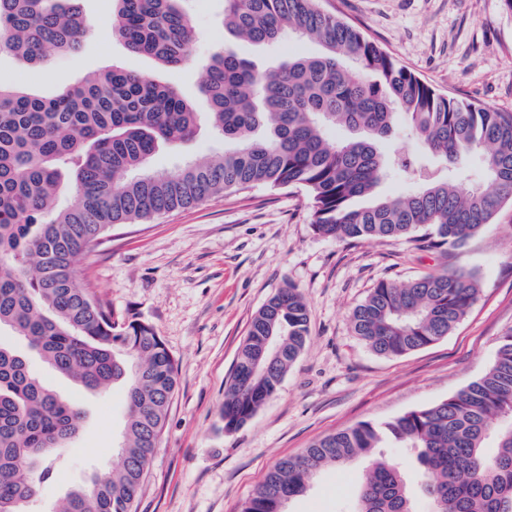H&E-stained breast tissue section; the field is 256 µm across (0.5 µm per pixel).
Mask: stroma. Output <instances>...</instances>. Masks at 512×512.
Wrapping results in <instances>:
<instances>
[{
  "label": "stroma",
  "mask_w": 512,
  "mask_h": 512,
  "mask_svg": "<svg viewBox=\"0 0 512 512\" xmlns=\"http://www.w3.org/2000/svg\"><path fill=\"white\" fill-rule=\"evenodd\" d=\"M354 25L438 93L512 113V10L504 0H319ZM199 34L194 61L168 70L129 53L105 23L110 0H84L100 26L80 52L51 68L21 67L0 57V80L50 97L88 72L118 67L156 77L190 99L195 137L163 145L152 158L173 170L224 141L212 128L200 89L199 61L215 45L273 71L290 56L320 54L295 36L256 46L222 25L224 0H187ZM448 266L475 274L479 298L447 338L399 358L371 352L355 336L351 313L375 284L405 282ZM80 277L121 321L153 326L178 362V386L159 447L144 477L137 512H239L266 471L316 440L361 422L381 423L430 406L481 377L498 340L512 329V205L465 249L440 258L407 240L348 243L317 234L307 192L256 187L224 193L142 224L115 226L96 256L80 260ZM300 290L310 336L277 394L238 430L224 429V388L254 314L279 288ZM32 370L85 413L80 436L65 448L53 479L41 483L27 512H52L72 486L117 467L126 412L122 385L89 392L30 356ZM369 466L320 473L287 512H352Z\"/></svg>",
  "instance_id": "35a3bbf8"
}]
</instances>
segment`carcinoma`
<instances>
[{
	"mask_svg": "<svg viewBox=\"0 0 512 512\" xmlns=\"http://www.w3.org/2000/svg\"><path fill=\"white\" fill-rule=\"evenodd\" d=\"M80 2L0 0V54L48 68L49 52L78 51L92 24ZM183 2L112 0V38L169 69L182 67L196 40ZM222 23L255 44L295 34L318 41L324 53L290 57L266 73L215 47L202 90L224 152L175 172L149 168L160 144L196 133L197 113L172 85L112 68L46 98L0 81V328L88 391L126 384L120 465L72 487L55 512H134L178 383V363L153 328L115 320L78 282L76 263L112 226L223 192L298 186L324 236L407 238L445 257L512 204V113L437 93L317 0H224ZM401 120L457 170L482 151L484 184L430 177L417 190L380 194L389 174L418 165L379 148ZM329 128L361 136L331 144ZM478 296L473 274L447 267L407 282L383 280L353 309V332L380 356H403L448 336ZM309 334L307 304L292 286L255 313L224 390V430L244 426L276 394ZM268 336L279 353L270 375H253L250 362ZM84 418L34 375L23 353L0 344V512H20L53 478ZM382 448L416 451L435 512H512V330L499 338L482 377L431 406L314 442L275 465L240 512H279L280 500L305 493L324 469L360 457L371 465L355 512H414L403 464Z\"/></svg>",
	"mask_w": 512,
	"mask_h": 512,
	"instance_id": "1",
	"label": "carcinoma"
}]
</instances>
